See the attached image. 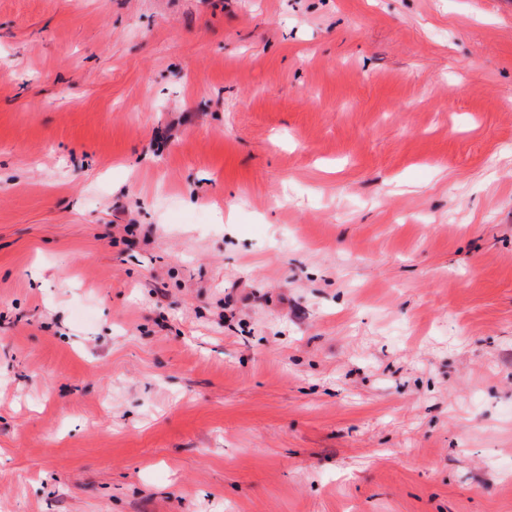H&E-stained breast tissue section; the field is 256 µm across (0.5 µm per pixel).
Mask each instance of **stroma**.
Wrapping results in <instances>:
<instances>
[{"mask_svg": "<svg viewBox=\"0 0 512 512\" xmlns=\"http://www.w3.org/2000/svg\"><path fill=\"white\" fill-rule=\"evenodd\" d=\"M508 140L512 0H0V512H512Z\"/></svg>", "mask_w": 512, "mask_h": 512, "instance_id": "obj_1", "label": "stroma"}]
</instances>
